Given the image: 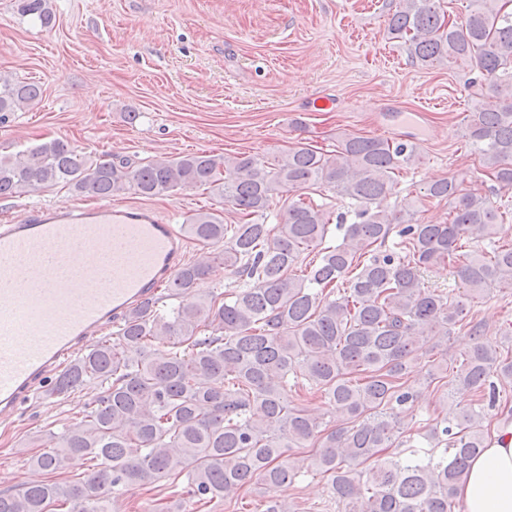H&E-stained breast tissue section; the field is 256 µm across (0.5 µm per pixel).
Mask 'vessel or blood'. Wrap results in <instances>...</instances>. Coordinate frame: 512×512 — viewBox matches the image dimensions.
<instances>
[{
  "instance_id": "obj_1",
  "label": "vessel or blood",
  "mask_w": 512,
  "mask_h": 512,
  "mask_svg": "<svg viewBox=\"0 0 512 512\" xmlns=\"http://www.w3.org/2000/svg\"><path fill=\"white\" fill-rule=\"evenodd\" d=\"M171 219L141 206H40L0 223V425L186 259Z\"/></svg>"
}]
</instances>
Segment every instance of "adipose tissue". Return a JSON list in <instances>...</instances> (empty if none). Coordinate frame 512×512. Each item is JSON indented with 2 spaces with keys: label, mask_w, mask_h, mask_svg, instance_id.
Instances as JSON below:
<instances>
[{
  "label": "adipose tissue",
  "mask_w": 512,
  "mask_h": 512,
  "mask_svg": "<svg viewBox=\"0 0 512 512\" xmlns=\"http://www.w3.org/2000/svg\"><path fill=\"white\" fill-rule=\"evenodd\" d=\"M457 496L464 512H512V416L495 421L483 452L471 460Z\"/></svg>",
  "instance_id": "1"
}]
</instances>
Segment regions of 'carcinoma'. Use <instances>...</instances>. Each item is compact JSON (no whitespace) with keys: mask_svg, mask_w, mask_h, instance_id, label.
<instances>
[{"mask_svg":"<svg viewBox=\"0 0 512 512\" xmlns=\"http://www.w3.org/2000/svg\"><path fill=\"white\" fill-rule=\"evenodd\" d=\"M512 0H469L461 22L446 19L436 0H401L388 22L411 58L424 66L462 62L480 74L469 82L485 101L467 116L465 138L480 155L491 192L512 189ZM23 16L48 28L49 0H17ZM42 97L33 82L0 77V113L18 112ZM419 161L410 141L349 135L334 154L292 147L272 163L253 156L206 152L133 162L92 160L54 139L16 156H0V197L62 185L78 196L144 198L204 189L239 216L224 223L196 213L190 237L219 251L184 264L168 286L178 299L163 314L149 299L123 319L114 338L74 359L52 385L64 395L87 384L98 393L83 418L59 433L35 437L43 452L31 462L51 475L95 462L82 478L54 479L0 491V512H108L115 492L186 474L192 497L231 499L252 481L273 490L300 469L327 475L344 512H454L456 487L484 448L485 409L497 383L512 382V355L469 318L470 304L490 288H512V245L498 244L501 213L490 196L462 188L452 176L425 196L446 199L448 223L421 224L414 214L389 213L396 172ZM328 187L351 201L354 221L298 200L265 222L277 186ZM348 224L342 241L324 245L329 225ZM315 252L302 277L290 270ZM454 268L462 291L424 286L433 265ZM248 286L208 299L195 293L215 269ZM457 326L474 343L461 354L451 383L474 391L487 407L449 409L427 431L439 459L382 461L402 437L400 415L415 407L412 361L430 344H447ZM302 379L328 400L345 426L326 429L288 392ZM305 458L288 451L306 444Z\"/></svg>","mask_w":512,"mask_h":512,"instance_id":"cac0c4a2","label":"carcinoma"}]
</instances>
